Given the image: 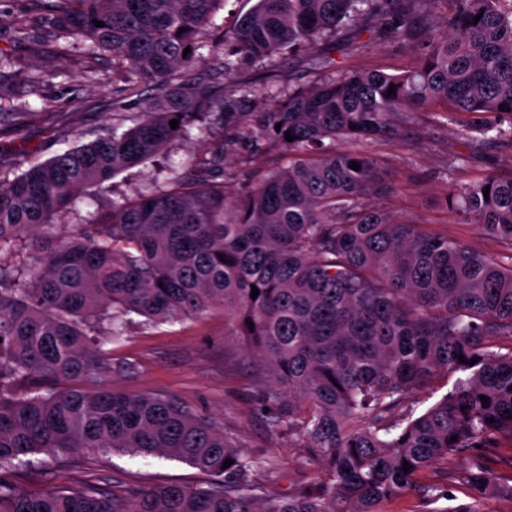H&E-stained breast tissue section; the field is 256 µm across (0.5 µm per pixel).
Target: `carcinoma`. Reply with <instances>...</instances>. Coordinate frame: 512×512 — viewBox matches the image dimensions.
<instances>
[{
	"label": "carcinoma",
	"instance_id": "carcinoma-1",
	"mask_svg": "<svg viewBox=\"0 0 512 512\" xmlns=\"http://www.w3.org/2000/svg\"><path fill=\"white\" fill-rule=\"evenodd\" d=\"M32 2L15 38L39 29L61 59L109 55L118 110L132 98L140 111L46 160L0 151V512H492L488 497L512 500V475L490 464L512 454V175L444 198L510 251L504 264L386 211L376 199L392 171L340 147L405 138L431 105L461 117L467 140L512 144V0H255L219 43L224 0ZM364 32L418 63L397 74L338 65L336 37ZM295 50L319 59L314 83L247 111L238 61ZM198 124L220 144L175 184L90 224H56L83 191L108 193ZM274 150L286 163L229 190L224 157L252 166ZM22 237L32 259H4ZM215 309L265 372L269 432L297 437L301 471L286 496L264 491L254 476L273 467L215 418L108 383L104 346L125 340L134 317L153 328ZM442 377L448 393L418 409ZM84 451L168 457L211 481L36 494L14 481L20 470L56 476Z\"/></svg>",
	"mask_w": 512,
	"mask_h": 512
}]
</instances>
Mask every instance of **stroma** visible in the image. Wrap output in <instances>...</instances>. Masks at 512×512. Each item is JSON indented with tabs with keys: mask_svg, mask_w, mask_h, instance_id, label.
<instances>
[{
	"mask_svg": "<svg viewBox=\"0 0 512 512\" xmlns=\"http://www.w3.org/2000/svg\"><path fill=\"white\" fill-rule=\"evenodd\" d=\"M28 0H0V50L10 52L18 74L9 87L15 104H28L23 123L0 120V149L18 156H53L61 135H89L110 124L112 115V62L105 57H86L67 62L64 75L50 71L57 61L48 49L12 38L13 16L24 12ZM333 55L338 64L354 68L380 69L398 73L414 66L415 55L394 40L358 49L338 37ZM290 77L293 85L307 86L316 79L315 64L306 56L283 57L280 72L274 73L250 62H240L235 81L258 88L273 84L277 76ZM60 113L63 121L51 126L49 113ZM208 127L193 129L190 139L174 142L158 158L116 176L110 194L91 201L81 196L74 210L60 218L61 224L85 222L108 209L112 201L133 195L151 182L166 183L183 172L187 162L210 145ZM367 151L382 158L395 174V188L382 204L389 211L420 221L424 230L448 235L492 259L504 250L476 225L456 212L446 210L444 198L461 183L499 174L512 168V148L496 141L474 143L458 137L452 123L423 119L413 145L393 137L370 142ZM468 155L470 162L450 169L451 159ZM113 364H130L134 374L116 372V388L128 392L163 391L183 404L223 421L226 432L237 437L245 453L279 466L271 489L287 494L298 477L296 454L287 439L270 434L265 426L262 391L255 386L242 345L224 333V313L216 310L203 318L165 325L156 330L131 326L126 341L113 346ZM97 480L152 486L162 483L202 485L206 475L188 464L155 456L128 453L85 452L61 479L41 480L22 474L19 485L40 492L61 484L80 487Z\"/></svg>",
	"mask_w": 512,
	"mask_h": 512,
	"instance_id": "1",
	"label": "stroma"
}]
</instances>
